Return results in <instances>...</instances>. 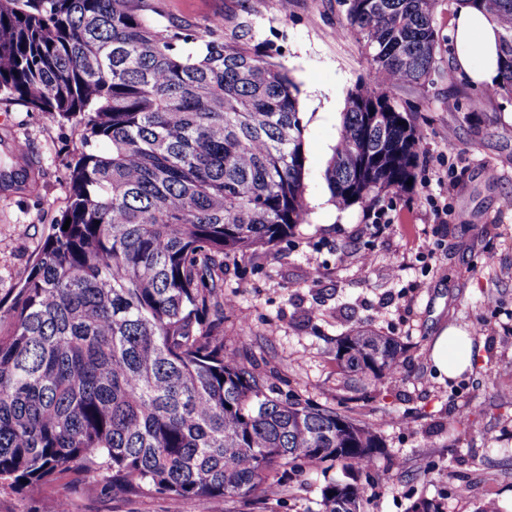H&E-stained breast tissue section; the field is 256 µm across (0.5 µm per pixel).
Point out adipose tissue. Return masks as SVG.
Returning a JSON list of instances; mask_svg holds the SVG:
<instances>
[{
	"instance_id": "ef3b65f1",
	"label": "adipose tissue",
	"mask_w": 512,
	"mask_h": 512,
	"mask_svg": "<svg viewBox=\"0 0 512 512\" xmlns=\"http://www.w3.org/2000/svg\"><path fill=\"white\" fill-rule=\"evenodd\" d=\"M498 32L481 12L471 8L459 12L453 34L456 61L473 82L485 83L497 76ZM474 352L473 338L449 327L435 336L430 357L438 374L453 378L471 368Z\"/></svg>"
}]
</instances>
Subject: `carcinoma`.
Here are the masks:
<instances>
[{
    "mask_svg": "<svg viewBox=\"0 0 512 512\" xmlns=\"http://www.w3.org/2000/svg\"><path fill=\"white\" fill-rule=\"evenodd\" d=\"M374 79L348 94L325 172L334 204L408 189L417 128L394 105L423 87L442 0H345ZM500 27L501 68L472 101L512 95V0H455ZM145 0H0V98L80 119L70 195L16 294L0 301V490L58 471L112 477L114 497L259 499L300 466L343 478L318 512H365L377 429L270 388L224 348V263L306 223L299 87L249 26L204 37ZM200 43L188 53L184 45ZM68 229H63L66 219ZM367 325L336 340L346 390L399 366Z\"/></svg>",
    "mask_w": 512,
    "mask_h": 512,
    "instance_id": "1",
    "label": "carcinoma"
}]
</instances>
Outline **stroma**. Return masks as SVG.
I'll return each mask as SVG.
<instances>
[{
  "label": "stroma",
  "instance_id": "35a3bbf8",
  "mask_svg": "<svg viewBox=\"0 0 512 512\" xmlns=\"http://www.w3.org/2000/svg\"><path fill=\"white\" fill-rule=\"evenodd\" d=\"M160 24L200 34L215 19L248 21L253 42L299 85L309 221L270 251L227 260L224 295L246 318L224 323V344L301 398L341 406L376 425L387 456L366 486V512H408L419 497L441 512H512V99L471 110L477 85L443 51L421 88L393 93L422 137L412 190L386 197L369 218L336 207L324 171L351 90L369 64L355 36H339L344 0H148ZM85 148L83 126L18 100L0 99V165L31 171L26 186L0 184V298L23 280L69 196L67 165ZM452 175L448 219L434 218L430 189ZM383 223L384 232L373 230ZM370 264H363V256ZM367 324L400 341L398 369L350 399L336 369V339ZM449 326L482 348L471 370L438 376L430 358ZM324 475L272 485L265 502L186 500L180 512H316ZM170 512L149 493L113 498L98 473L58 475L38 492L0 491V512Z\"/></svg>",
  "mask_w": 512,
  "mask_h": 512
}]
</instances>
